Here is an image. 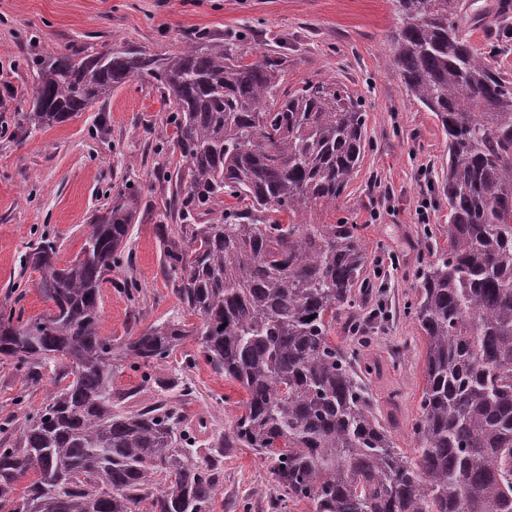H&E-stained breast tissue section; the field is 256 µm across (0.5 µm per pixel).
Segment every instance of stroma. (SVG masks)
<instances>
[{"label":"stroma","instance_id":"stroma-1","mask_svg":"<svg viewBox=\"0 0 512 512\" xmlns=\"http://www.w3.org/2000/svg\"><path fill=\"white\" fill-rule=\"evenodd\" d=\"M492 2L460 0L461 30L512 75V12L494 11ZM394 25L392 0H0V307L17 306L27 319L48 312L34 283L24 285L20 298L10 290L27 246L46 234L57 241L60 262L73 260L93 212L125 179L140 195L129 252L142 294L137 303L128 302L115 287L120 274H113L102 286V332L122 339L177 308L161 269L155 214L169 191L156 170L181 162L162 90L150 78L125 83L113 89L103 110L20 133L14 118L29 108L35 55L95 53L122 42L166 57L195 30L234 44L251 60L265 52L284 54L288 87L333 76L361 98L367 113L364 158L327 221L362 228L369 286L357 315L369 331L364 358L376 366L367 384L378 416L394 424L395 446L414 455L426 346L407 308L420 288L424 244L448 221V201L438 188L448 144L435 114L410 99L390 64ZM101 118L107 131L97 126ZM422 209L429 215L425 224L418 220ZM185 378L195 394L184 413L207 415L214 428L230 431L245 397L238 383L214 374L202 360ZM23 380L13 365L0 366V420L18 413L19 394L32 408L57 384L50 371L27 389ZM277 490L269 462L247 448L225 449L224 484L212 512H231L243 500L263 512Z\"/></svg>","mask_w":512,"mask_h":512}]
</instances>
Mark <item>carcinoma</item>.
Masks as SVG:
<instances>
[{"instance_id": "cac0c4a2", "label": "carcinoma", "mask_w": 512, "mask_h": 512, "mask_svg": "<svg viewBox=\"0 0 512 512\" xmlns=\"http://www.w3.org/2000/svg\"><path fill=\"white\" fill-rule=\"evenodd\" d=\"M395 2L392 66L448 139L446 245L428 248L409 306L426 340L415 457L376 414L362 350L330 339L369 264L358 225L323 222L363 159V104L331 77L285 88L286 59L247 62L196 31L165 58L127 46L34 58L21 131L133 79L172 98L184 168L163 174L175 190L157 228L179 312L119 344L102 335L101 287L124 266L140 206L126 183L73 261L59 264L45 236L30 247L23 267L50 312L24 321L1 308L0 360L63 385L0 424V512H211L235 446L272 463L271 512L296 500L312 512H512V78L462 36L460 0ZM224 195L240 206L203 223ZM189 341L183 365L202 357L245 390L227 434L179 411L194 396L179 370L144 375L157 392L146 405L112 390L125 365L148 368Z\"/></svg>"}]
</instances>
